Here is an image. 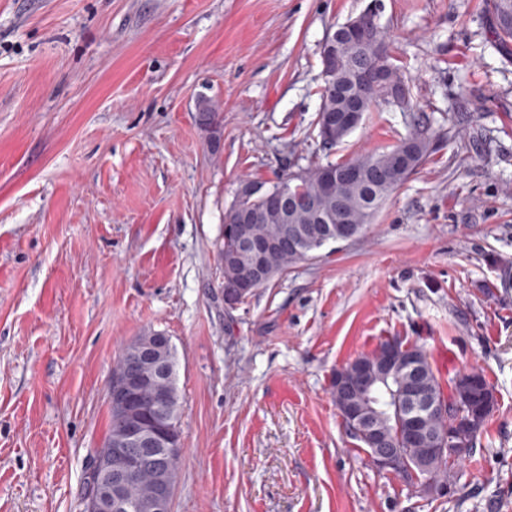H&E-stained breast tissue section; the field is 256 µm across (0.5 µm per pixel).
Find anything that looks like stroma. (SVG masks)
Returning a JSON list of instances; mask_svg holds the SVG:
<instances>
[{
    "instance_id": "obj_1",
    "label": "stroma",
    "mask_w": 512,
    "mask_h": 512,
    "mask_svg": "<svg viewBox=\"0 0 512 512\" xmlns=\"http://www.w3.org/2000/svg\"><path fill=\"white\" fill-rule=\"evenodd\" d=\"M447 137L365 235L224 305L215 244L241 180L392 144L376 107L312 124L328 29L370 7ZM484 0H0V512H83L122 348L178 359L172 512H512V55ZM219 107L209 147L201 98ZM497 405L456 489L371 465L332 397L388 337Z\"/></svg>"
}]
</instances>
